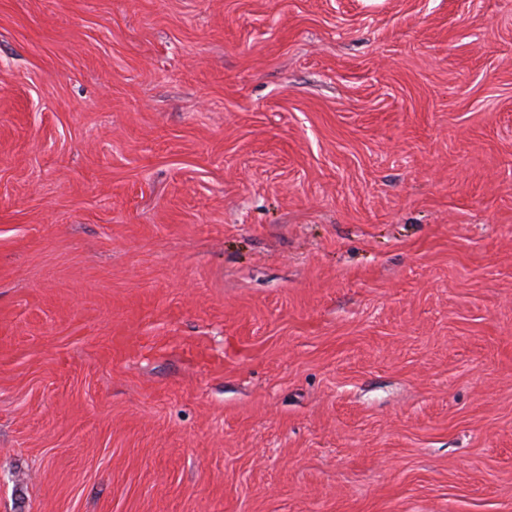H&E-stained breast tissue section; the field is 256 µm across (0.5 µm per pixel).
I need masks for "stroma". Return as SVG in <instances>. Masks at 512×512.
Returning <instances> with one entry per match:
<instances>
[{"mask_svg": "<svg viewBox=\"0 0 512 512\" xmlns=\"http://www.w3.org/2000/svg\"><path fill=\"white\" fill-rule=\"evenodd\" d=\"M0 512H512V0H0Z\"/></svg>", "mask_w": 512, "mask_h": 512, "instance_id": "1", "label": "stroma"}]
</instances>
